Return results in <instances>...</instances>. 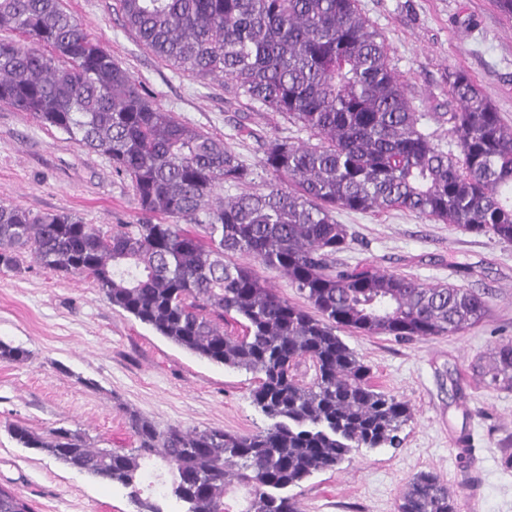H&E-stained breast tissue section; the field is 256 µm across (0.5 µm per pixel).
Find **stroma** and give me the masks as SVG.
Returning a JSON list of instances; mask_svg holds the SVG:
<instances>
[{"mask_svg": "<svg viewBox=\"0 0 512 512\" xmlns=\"http://www.w3.org/2000/svg\"><path fill=\"white\" fill-rule=\"evenodd\" d=\"M147 92L181 121L223 140L257 174L244 190L266 193L274 178L258 168L259 139L299 143L307 131L281 114L234 96L223 78L196 82L149 51L124 26L116 0H63ZM386 37L392 68L408 84L416 111L456 106L448 72L467 70L512 125V19L493 0H359ZM242 188L224 186V198ZM0 204L63 212L84 223L136 224L144 215L130 183L108 158L0 104ZM352 241L342 261L367 262L430 284L453 283L486 296L489 316L454 336L409 342L343 333L373 381L407 401L411 417L399 447L357 448L333 471L293 493L303 512H396L418 473L437 474L459 512H512V390L483 387L470 367L503 337L512 338V243L465 233L407 211L336 213ZM0 340L31 354L0 361V485L35 512H134L126 492L20 447L8 426L41 433L80 428L99 448L133 446L127 415L160 426L266 428L253 405L251 372L201 358L112 308L89 279L64 276L23 257L0 269Z\"/></svg>", "mask_w": 512, "mask_h": 512, "instance_id": "stroma-1", "label": "stroma"}]
</instances>
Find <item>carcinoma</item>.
<instances>
[{
  "instance_id": "1",
  "label": "carcinoma",
  "mask_w": 512,
  "mask_h": 512,
  "mask_svg": "<svg viewBox=\"0 0 512 512\" xmlns=\"http://www.w3.org/2000/svg\"><path fill=\"white\" fill-rule=\"evenodd\" d=\"M125 27L161 61L224 86L309 131L316 143L260 141L259 166L286 185L215 200L253 170L224 141L179 120L100 44L61 0H0V103L107 157L151 219L103 229L64 213L0 204V268L26 249L45 268L93 279L115 309L181 348L256 375L255 433L160 427L128 415L135 446L95 448L79 429L44 435L15 424L35 450L127 491L136 512H302L289 490L336 469L355 448L397 447L407 402L379 389L339 336H453L483 321L488 300L452 283L426 285L349 248L340 209L405 210L512 243V125L468 71L448 73L457 110L443 112L459 150L421 127L407 82L358 0H117ZM158 218L153 222L152 218ZM288 278L280 296L237 257ZM232 324L234 330L224 326ZM30 352L0 340V361ZM310 362V382L297 367ZM485 387L512 390V338L478 359ZM0 512H34L0 486ZM397 512H457L448 485L420 472Z\"/></svg>"
}]
</instances>
